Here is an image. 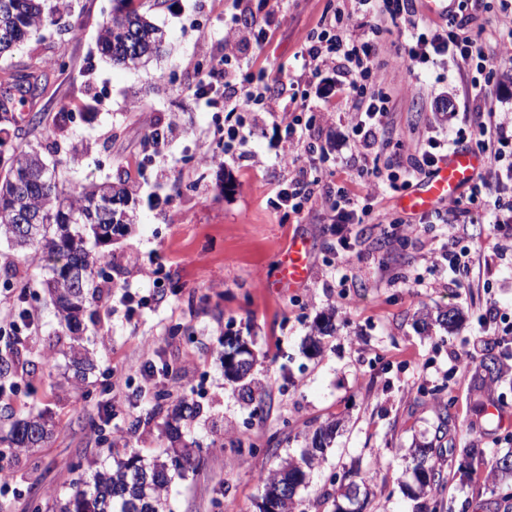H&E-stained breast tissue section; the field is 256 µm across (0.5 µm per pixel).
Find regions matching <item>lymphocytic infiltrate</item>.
Wrapping results in <instances>:
<instances>
[{"mask_svg":"<svg viewBox=\"0 0 512 512\" xmlns=\"http://www.w3.org/2000/svg\"><path fill=\"white\" fill-rule=\"evenodd\" d=\"M352 10L336 9L324 18L318 29L308 32L301 47L302 57L311 76H319L323 69L335 70L341 78V89L350 100L352 139L346 157L339 166H349L358 161L357 175L361 183L373 186L379 193L398 191L411 187L418 176L432 171L456 145L466 143L487 155L489 164L479 177V184L470 195L451 202L448 208L435 210L419 218L423 224H473L477 221L476 206L491 210V198L496 192L503 171L512 172V163H506L505 149L512 147V113L494 110L473 113L453 131L452 138L430 136L425 140L418 157L410 165L389 162L388 177H381L370 158L376 150L387 148V117L390 95L387 64L378 63L379 48L374 39L383 17L401 21L406 37L404 49L396 53L395 62L429 63L433 57L452 56L462 65L475 66L485 84H492L497 63L512 60V12L501 20L508 36L496 44L492 52H485L477 35L467 29L465 18L450 14L439 33L428 34L426 27L415 20L416 0H354ZM366 19L370 33L364 37L353 36L350 24L353 16ZM266 30L261 23H254L250 32L237 29L235 18L224 21V55L203 74L195 93L208 105L223 104L227 112H268L272 98L265 83L245 78L231 84L226 80V68L240 52L243 43L262 44ZM286 139L302 144L297 154L294 175L288 184L276 191V206L285 213L302 214L312 204L316 195H323L326 203V220L331 234L339 246H347L346 229L351 224L368 223L373 210L368 198L340 186L336 191H319L322 177L315 165L310 149L305 143L310 135L309 126L301 123L287 124Z\"/></svg>","mask_w":512,"mask_h":512,"instance_id":"1","label":"lymphocytic infiltrate"}]
</instances>
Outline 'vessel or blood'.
I'll return each mask as SVG.
<instances>
[{"label":"vessel or blood","mask_w":512,"mask_h":512,"mask_svg":"<svg viewBox=\"0 0 512 512\" xmlns=\"http://www.w3.org/2000/svg\"><path fill=\"white\" fill-rule=\"evenodd\" d=\"M487 157L477 150L461 146L446 156L428 176L420 180L398 201L411 214L422 215L458 198L464 187L472 184L486 167ZM309 249L305 239H294L279 268V285L291 288L309 275Z\"/></svg>","instance_id":"obj_1"}]
</instances>
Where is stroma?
<instances>
[{"label": "stroma", "instance_id": "stroma-1", "mask_svg": "<svg viewBox=\"0 0 512 512\" xmlns=\"http://www.w3.org/2000/svg\"><path fill=\"white\" fill-rule=\"evenodd\" d=\"M67 2L79 36L49 25L0 61V73L48 76L43 92L15 104L9 140L38 148L47 165L62 162L75 186L129 175L133 222L105 248L104 296L84 339L96 368L85 382L62 377L69 339L55 334V309L40 286L44 269L17 266L31 280L28 304L38 321L31 331L0 335V352L13 346L36 369L1 393L0 404L19 415L48 410L56 431L43 447L0 458L16 487L0 498L7 512H51L53 496L111 449L148 456L167 447L166 410L182 400L199 408L182 440L199 447L201 458L197 471L171 488L174 512H258L263 476L328 422L338 431L299 491L304 512H334L341 498L331 478L345 471L367 480L366 512H423L424 499H410L406 489L413 465L406 452L419 445L441 449L453 512H487L486 473L460 449L476 438L488 448H512V370L493 384L488 416L469 375L455 370L454 355L478 333L488 303L512 322V181L501 184L498 223L459 227L471 249L465 287L449 285L444 225L384 233L380 219L402 215L393 191L375 207L379 220L350 225L348 248H337L322 206L288 218L271 203L291 176L286 157L300 151L284 137L288 114L209 110L194 94L201 63L224 53L221 20L237 13L236 0H132L169 36L166 51L139 69L112 64L97 50L112 0ZM337 5L282 0L272 11L251 0L269 38L241 50V68L287 92L303 74V35ZM416 81L422 93L414 98L405 89ZM471 81V71L451 59L392 70L388 123L402 156L417 153L428 130L465 120L475 106ZM307 91L325 111L315 135L325 180L351 183L352 171L335 166L350 136L335 72L324 71ZM64 110L77 120L55 130ZM240 122L245 149L217 156L225 128ZM156 125L167 141L149 161L142 141ZM297 237L310 246L309 277L294 288L274 287ZM451 307L461 313L452 331L436 320ZM326 312L335 331L314 355L306 339ZM228 334L252 340V376L266 393L264 405L246 404L225 378ZM146 362L154 367L147 380L131 370ZM159 391L167 395L161 403ZM241 438L255 450L239 449ZM449 446L454 455H445Z\"/></svg>", "mask_w": 512, "mask_h": 512}]
</instances>
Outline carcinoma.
I'll list each match as a JSON object with an SVG mask.
<instances>
[{
  "mask_svg": "<svg viewBox=\"0 0 512 512\" xmlns=\"http://www.w3.org/2000/svg\"><path fill=\"white\" fill-rule=\"evenodd\" d=\"M131 4L132 0H117L112 17L98 37L101 54L125 68L135 67L165 48V42L159 39V27ZM64 14L60 4L49 7L45 0H0V58L12 55L45 25L59 24ZM4 133L6 129L0 128V241H6L26 262H45L49 277L40 285L55 305L59 334L72 339L66 355L74 378L81 380L94 369V359L81 348L80 340L87 330L86 321L93 320L91 306L100 298L96 277L106 259L104 252L89 249L87 240L91 237L95 246L101 247L110 243L113 235L122 233L129 179L121 178L108 185L91 184L66 194L60 188L57 170L46 167L35 149L9 145ZM31 216L40 217V221L31 236L20 242L18 225L28 223ZM3 272L4 284L17 290L19 296H26L29 282L17 278L15 267L8 265ZM334 330L329 317L317 324L309 337L311 351L320 352L322 337ZM474 350L472 378L481 390L501 378L507 366L489 343L478 341ZM194 413L193 405L180 402L172 420L165 422V434L171 439L181 438L175 422L191 418ZM7 419L11 420L10 430L7 436L0 437V445L12 452L39 448L53 435L54 424L41 411L31 410L18 417L10 414ZM335 430L334 422L320 426L299 456L284 460L280 468L265 476L262 500L275 502L278 512H298L301 501L293 496V488L304 483L307 471L326 460ZM461 453L485 461L489 465L487 478L501 490L497 499L486 503V508L497 509L512 500V448L489 455L471 443ZM409 454L415 462L411 495L430 497V512H443L448 481L432 462L433 448H411ZM194 461V449L187 445L165 448L149 459L137 452L124 457L113 452L99 464L91 479H80L70 484L66 493L53 497L52 512H172L169 489L176 480L195 471ZM343 478L348 480L341 486L347 505H336V512H364L369 491L361 490L350 479V473H344Z\"/></svg>",
  "mask_w": 512,
  "mask_h": 512,
  "instance_id": "carcinoma-1",
  "label": "carcinoma"
}]
</instances>
